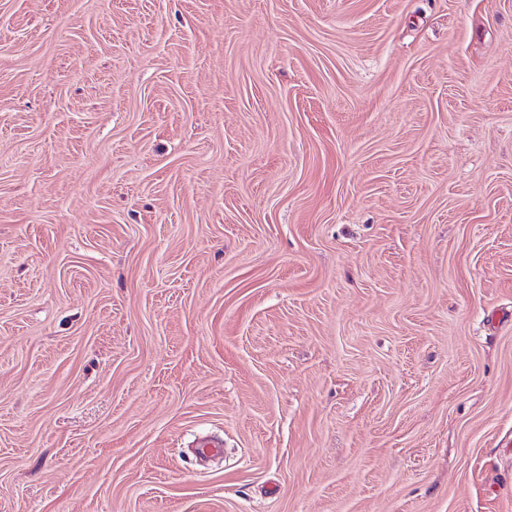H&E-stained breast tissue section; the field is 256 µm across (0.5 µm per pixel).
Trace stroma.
Segmentation results:
<instances>
[{
	"label": "stroma",
	"instance_id": "obj_1",
	"mask_svg": "<svg viewBox=\"0 0 512 512\" xmlns=\"http://www.w3.org/2000/svg\"><path fill=\"white\" fill-rule=\"evenodd\" d=\"M0 512H512V0H0Z\"/></svg>",
	"mask_w": 512,
	"mask_h": 512
}]
</instances>
